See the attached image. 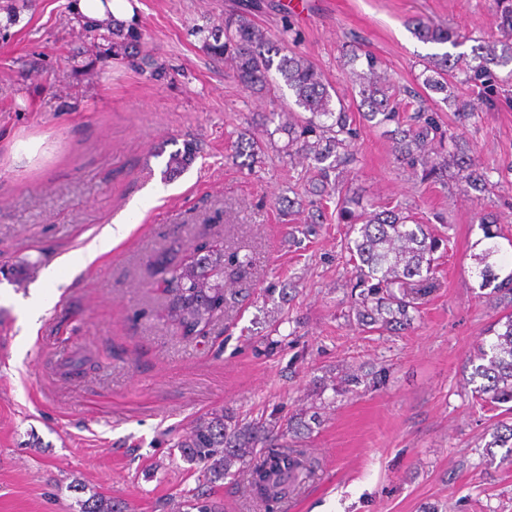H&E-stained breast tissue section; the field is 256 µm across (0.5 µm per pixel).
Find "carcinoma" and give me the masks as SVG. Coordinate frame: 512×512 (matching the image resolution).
Returning a JSON list of instances; mask_svg holds the SVG:
<instances>
[{
	"mask_svg": "<svg viewBox=\"0 0 512 512\" xmlns=\"http://www.w3.org/2000/svg\"><path fill=\"white\" fill-rule=\"evenodd\" d=\"M260 5L252 3L240 11H230L221 22L196 27L201 35L202 50L213 61L230 66L245 89L255 92L269 86L271 71H276L291 92L293 107L289 112H267L261 115L264 129L275 125L274 132L288 136L287 147L308 161L319 173L316 192L331 197L335 183L331 173L342 163L339 148L356 139L359 128L354 123L351 106L341 95H332L323 73L306 57L286 46L289 28L281 30L278 41L255 20ZM82 28L102 41L98 58L107 64L112 59L128 58L142 40V32L134 22L97 21L77 15ZM412 34L421 42L433 45L460 43L462 35L452 29L435 26L421 18L409 23ZM501 37L473 49L472 55H453L447 51L430 54L427 58L423 84L426 89L443 95L451 102L459 117L474 116L470 102L448 94L453 83H476L485 77L496 79V89L512 85V7H504L499 16ZM365 59V69L357 74L354 87L357 111L363 119L380 126L400 123V91L387 75L380 71L379 59L366 53L356 55L352 62ZM300 112H294V109ZM393 142L396 158L412 167L422 166V179H448V168L456 166L454 178L466 188H483L488 176L480 173L472 159L456 154L457 137L436 123L426 100H419L414 114L407 117V128L397 131ZM262 146L248 138L236 146V157L254 158ZM196 147L185 142L183 148L169 154L165 172L171 177L180 175L192 163ZM340 219L348 221L345 249L353 263L356 286L360 292L352 304L359 326L380 333L405 331L415 321L419 301L436 288L435 254L440 248L428 225L414 215L399 209L362 210L356 214L343 205ZM483 237L475 255L479 287L492 288L489 293L495 307L505 310L492 329L491 337L478 345L468 358L471 367L469 382L480 407L494 412L487 427L490 440L484 448L486 455L493 449L505 448L503 460L512 463V271L500 276L505 266L498 240L512 239L503 231L499 219L485 215L480 220ZM222 255L204 254L197 267L174 264L164 259L156 273L168 283L167 312L170 321L182 335L196 338L204 328L224 316V287L246 273L250 260L233 255L229 272L221 280L204 274L206 269L221 267ZM310 428L306 421H290L286 429L273 432L260 423H243L229 411H218L197 421L189 433L175 443L180 456L188 463L204 465V476L212 481L222 480L239 463L249 472L252 499L264 512L277 510L298 489L301 477L311 474L319 461L296 441L286 437ZM80 512H124L112 499L93 495L80 502Z\"/></svg>",
	"mask_w": 512,
	"mask_h": 512,
	"instance_id": "obj_1",
	"label": "carcinoma"
}]
</instances>
